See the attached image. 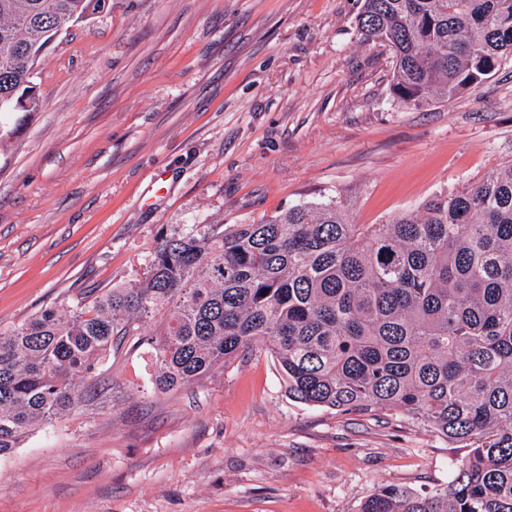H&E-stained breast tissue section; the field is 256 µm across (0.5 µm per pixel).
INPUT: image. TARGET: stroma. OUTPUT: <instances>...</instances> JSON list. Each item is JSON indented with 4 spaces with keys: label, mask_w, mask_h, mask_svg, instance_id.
<instances>
[{
    "label": "stroma",
    "mask_w": 512,
    "mask_h": 512,
    "mask_svg": "<svg viewBox=\"0 0 512 512\" xmlns=\"http://www.w3.org/2000/svg\"><path fill=\"white\" fill-rule=\"evenodd\" d=\"M361 0H108L62 34L38 111L6 113L0 329L142 273L160 232L341 197L420 213L512 160V56L422 108L392 98ZM127 336L52 426L0 456V512H358L446 484L463 449L391 414L292 400L267 351L175 392Z\"/></svg>",
    "instance_id": "1"
}]
</instances>
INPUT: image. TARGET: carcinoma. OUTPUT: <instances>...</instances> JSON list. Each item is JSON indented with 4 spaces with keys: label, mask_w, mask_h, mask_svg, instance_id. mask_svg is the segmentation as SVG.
<instances>
[{
    "label": "carcinoma",
    "mask_w": 512,
    "mask_h": 512,
    "mask_svg": "<svg viewBox=\"0 0 512 512\" xmlns=\"http://www.w3.org/2000/svg\"><path fill=\"white\" fill-rule=\"evenodd\" d=\"M104 2L0 0V101L36 88L47 43ZM358 26L391 51L402 107L512 55V0H362ZM118 336L149 347L160 392L263 347L297 402L394 412L468 449L447 484L386 485L359 512H512V160L386 224L331 198L160 233L140 278L0 332V455L77 407Z\"/></svg>",
    "instance_id": "carcinoma-1"
}]
</instances>
